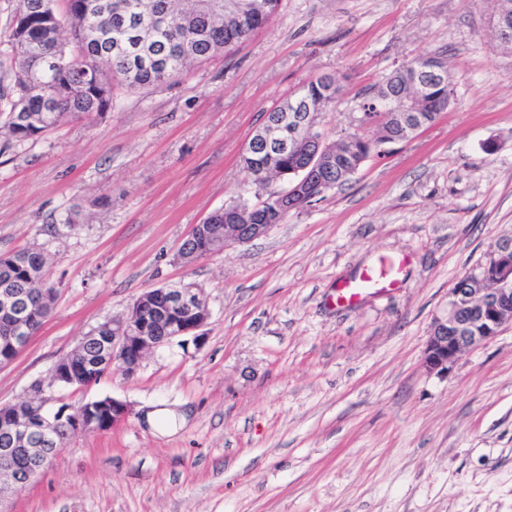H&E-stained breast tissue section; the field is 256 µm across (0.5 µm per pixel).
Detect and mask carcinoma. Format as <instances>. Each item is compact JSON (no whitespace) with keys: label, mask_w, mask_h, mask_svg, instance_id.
Wrapping results in <instances>:
<instances>
[{"label":"carcinoma","mask_w":512,"mask_h":512,"mask_svg":"<svg viewBox=\"0 0 512 512\" xmlns=\"http://www.w3.org/2000/svg\"><path fill=\"white\" fill-rule=\"evenodd\" d=\"M281 0H17L24 7L21 19L11 28L10 79L12 92L0 94V128L6 130L3 148L35 141L70 115L88 120L103 118L112 111L115 91L138 92L161 87L192 63L210 60L267 26L277 15ZM66 15L69 25L62 29L53 15ZM409 64L384 75L376 84L361 90L366 130L350 132L329 145L323 161L330 165L313 178L336 182L344 171L354 174L371 156H382L385 146L405 138V127L389 104L405 97V73ZM445 86L430 90L416 101L424 126L433 125L455 100L450 75ZM339 86L321 78L303 84L296 100L272 109L268 118L307 107H325L336 100ZM301 152L286 154L262 151L246 166L249 175L263 173L266 196L253 203L239 197L230 206L251 211L254 224L283 221L275 208L279 190L270 182L283 172L301 166ZM188 251L207 256L224 250L216 237H196L185 243ZM45 258L28 250L0 255V289L36 292L43 284L36 280ZM53 307L33 303L28 324L35 334Z\"/></svg>","instance_id":"cac0c4a2"}]
</instances>
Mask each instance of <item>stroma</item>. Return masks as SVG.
<instances>
[{
  "mask_svg": "<svg viewBox=\"0 0 512 512\" xmlns=\"http://www.w3.org/2000/svg\"><path fill=\"white\" fill-rule=\"evenodd\" d=\"M491 0H283L272 22L175 83L117 92L0 151V254L42 253L54 309L0 367V405L27 398L144 290L202 289V346L172 344L66 401H126L127 420L63 441L0 512H512V327L448 377L423 353L455 282L512 237V51ZM443 54L456 100L409 141L262 237L190 264L194 225L255 187L243 149L266 113L335 77L326 142L359 93ZM404 258L399 285L336 306L340 282ZM165 408L171 424L146 414Z\"/></svg>",
  "mask_w": 512,
  "mask_h": 512,
  "instance_id": "obj_1",
  "label": "stroma"
}]
</instances>
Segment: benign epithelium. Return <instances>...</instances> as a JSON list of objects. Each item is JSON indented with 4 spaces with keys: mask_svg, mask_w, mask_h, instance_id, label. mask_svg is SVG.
Wrapping results in <instances>:
<instances>
[{
    "mask_svg": "<svg viewBox=\"0 0 512 512\" xmlns=\"http://www.w3.org/2000/svg\"><path fill=\"white\" fill-rule=\"evenodd\" d=\"M491 25L504 40L512 38V16L503 9L495 13ZM430 72L438 74V69L429 62L418 65L415 78L409 81V87L415 91L412 98L417 99L429 88L422 75ZM315 113H288V124L292 131L283 138L280 129L271 122L263 124L262 133L250 138L242 160L252 158L257 143L279 146L288 142L294 149L300 144L297 131L314 126ZM326 151L323 139L316 140L314 153L310 161L296 177L288 181V187L279 193L281 211L289 213L298 207L311 205L317 196L309 194L312 178L308 172L318 163L316 157ZM224 244H244L267 233L269 224H252L247 212L237 209H224ZM512 252V240L509 245L492 248L491 258L506 265L498 287L483 286V276L476 270L470 273L471 287L451 290L446 316L434 321L431 334L424 351L422 366L426 372L440 378L448 377L459 355L496 337L508 323L512 324V265H507V255ZM165 298L169 312L178 315L181 321L167 336H155L150 324L156 318L153 295ZM31 300H22L16 294L7 291L0 295V316L3 317V341L8 346L12 358L26 348L31 340L25 321V314ZM209 319V311L203 292L199 288H153L141 293L133 302L128 316L107 320L101 325L104 335L93 333L89 339L97 344L92 357H78L72 353L60 358L51 370V382L37 384L29 403H40L47 414L34 419L24 414L19 404L0 406V432L10 441V447L0 448V457L11 460L19 448L30 449L28 464L12 471L0 472V497L6 492L20 493L47 467L58 449L57 423L60 417H69L75 432L104 431L124 422L130 409L126 402L111 396H105L84 403L83 410L61 414L48 408V405L61 404L64 398L55 395L62 387L83 390L92 385L88 373L99 370L106 376L112 369H118L127 377L134 376L142 367L146 356L154 350L175 342L184 344L191 341L196 346L204 343V327ZM42 435L43 447L33 448L31 443L36 435Z\"/></svg>",
    "mask_w": 512,
    "mask_h": 512,
    "instance_id": "obj_1",
    "label": "benign epithelium"
}]
</instances>
